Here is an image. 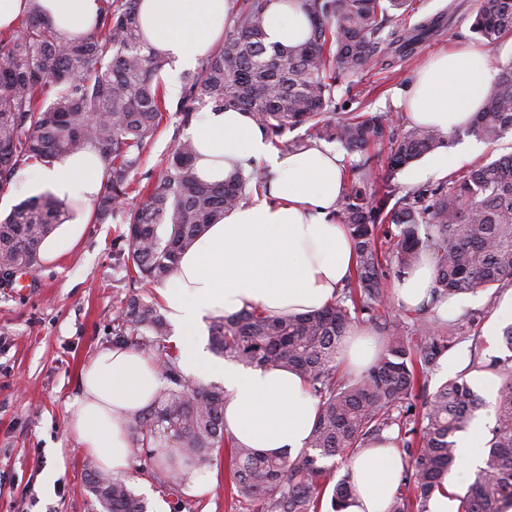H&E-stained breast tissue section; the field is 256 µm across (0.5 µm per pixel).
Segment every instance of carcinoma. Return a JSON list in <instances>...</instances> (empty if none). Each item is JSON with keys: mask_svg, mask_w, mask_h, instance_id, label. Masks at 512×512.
I'll return each instance as SVG.
<instances>
[{"mask_svg": "<svg viewBox=\"0 0 512 512\" xmlns=\"http://www.w3.org/2000/svg\"><path fill=\"white\" fill-rule=\"evenodd\" d=\"M98 30L78 41L62 40L44 17L40 0H28L18 30L0 33V189L28 162L52 165L88 147L104 158L106 180L93 210L96 224L118 216V265L132 283L164 282L178 259L207 228L259 189L264 174L254 168L209 183L194 172L191 138L178 142L161 160L158 177L143 187L129 175L138 169L163 114L172 110L184 126L195 119L196 104L234 109L275 139L304 129L295 149L317 141L336 142L348 153L363 152L383 137V117L349 112L333 119L338 83L361 76L388 55L412 53L441 32L458 9L416 24L399 21L410 0H304L309 38L297 45L266 42L270 0H232L224 41L183 76V95L166 100L160 74L170 61L150 48L138 20V0H102ZM472 32L490 51L512 34V0H477ZM512 131V66L488 90L466 134L487 143ZM387 159L401 169L446 146L447 137L411 126L389 139ZM369 160L351 166L350 183L337 202L340 223L350 231L357 263L341 298L324 309L273 316L251 307L211 321V350L250 367L300 374L319 412L308 446L294 456H273L240 445L224 427V389L189 383L177 357L160 341L169 335L161 307L139 289L128 291L113 320L115 344L134 343L156 354L166 380L151 407L131 426V454L155 459L177 444L178 457L153 464V479L166 487L186 483L189 470L230 448L236 497L252 512H321L334 467L327 458L358 454L394 428L392 443L409 457V468L388 512H428L430 499L457 464L456 435L468 430L482 397L465 375L448 377L427 393L438 361L462 341L477 347L480 313L467 310L454 319L420 313L407 323L381 318L386 279L378 233L397 239L396 274L428 253L435 280L428 306L464 293L512 285V154L476 166L466 174L423 192L399 195L388 184L376 190ZM142 197L132 209V192ZM67 205L46 193L14 205L0 220V272L35 269L42 242L63 223ZM374 324L384 347L360 376L337 375L342 338L358 324ZM504 356L472 360L475 371L500 379L495 425L473 481L462 493H448L457 512H512V325L502 334ZM425 395L424 410L415 399ZM86 481L103 512H147V504L125 481L85 464ZM351 491L349 476L339 479L329 501L339 512Z\"/></svg>", "mask_w": 512, "mask_h": 512, "instance_id": "1", "label": "carcinoma"}]
</instances>
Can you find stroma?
I'll return each instance as SVG.
<instances>
[{"mask_svg": "<svg viewBox=\"0 0 512 512\" xmlns=\"http://www.w3.org/2000/svg\"><path fill=\"white\" fill-rule=\"evenodd\" d=\"M456 43L478 47L469 21L425 40L411 56L393 58L390 65L355 78L351 89H338L337 113H385L393 118L387 133L402 132L410 120L395 108L397 94L408 88L418 67ZM189 134L178 116L166 114L131 180L157 177L159 160ZM447 150V174L421 180L420 163L394 172L386 146L369 148L374 185L390 183L404 192L436 188L512 153V133L489 145L460 131ZM122 230L115 220L87 224L76 250L55 262H40L21 282L0 283V512H101L87 487V456L69 433L68 421L80 395V374L97 351L111 346L112 320L128 289L126 273L114 259ZM502 298V292L491 290L463 297L467 309L484 315L480 353L487 358L499 355L502 330L512 324L498 313ZM226 463V451H214L209 468L215 484L202 494L159 487L137 459L124 479L145 499L148 512H243L230 497ZM52 468L57 478L49 486L44 476Z\"/></svg>", "mask_w": 512, "mask_h": 512, "instance_id": "1", "label": "stroma"}]
</instances>
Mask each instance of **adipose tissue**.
Wrapping results in <instances>:
<instances>
[{"mask_svg": "<svg viewBox=\"0 0 512 512\" xmlns=\"http://www.w3.org/2000/svg\"><path fill=\"white\" fill-rule=\"evenodd\" d=\"M63 40L93 32L102 0H40ZM231 0H139L147 41L181 68L196 67L224 39ZM268 42L292 45L310 34L301 0H270ZM499 63L461 45L422 65L397 100L412 123L448 133L467 125L492 85ZM195 171L207 181L231 171L266 168L264 191L226 212L185 252L158 295L174 329L178 367L188 376L224 382V423L242 445L266 454L305 448L317 401L296 374L243 368L203 349L206 321L257 307L270 315L318 311L332 304L353 274L356 253L336 203L344 191L342 155L313 145L281 152L248 113L207 111L191 129ZM105 164L96 149L64 156L18 180L17 190L50 191L78 201L74 219L57 225L41 255L52 261L72 251L90 221L104 183ZM435 276L431 257L401 273L395 296L416 309L430 299ZM81 395L68 430L86 454L112 474L131 465L130 425L153 403L160 370L130 346L99 350L80 374ZM395 446L373 445L347 462L353 492L342 512H387L402 467Z\"/></svg>", "mask_w": 512, "mask_h": 512, "instance_id": "adipose-tissue-1", "label": "adipose tissue"}]
</instances>
